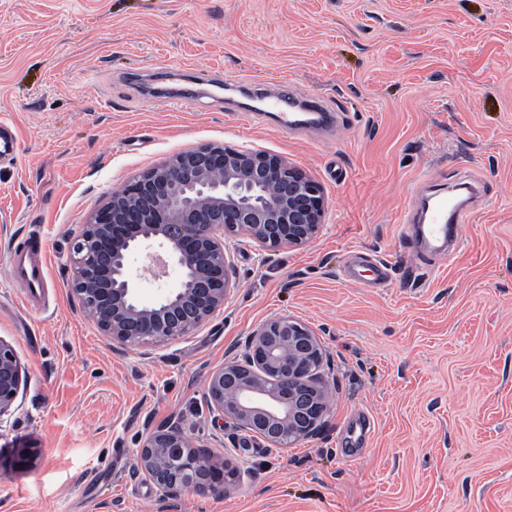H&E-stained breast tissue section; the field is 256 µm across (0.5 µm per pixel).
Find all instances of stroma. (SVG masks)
<instances>
[{"mask_svg":"<svg viewBox=\"0 0 512 512\" xmlns=\"http://www.w3.org/2000/svg\"><path fill=\"white\" fill-rule=\"evenodd\" d=\"M288 81L345 123L279 131L250 107ZM189 91L194 109L158 104ZM0 341L27 381L0 417V512H512V0H0ZM202 144L266 151L325 192L319 233L227 241L236 288L198 330L116 351L72 287V245L134 177ZM479 194L462 243L398 251L418 192ZM40 242L47 304L15 248ZM362 258L357 281L341 276ZM390 265L375 284L377 261ZM290 315L323 343L327 425L275 448L216 423L209 375ZM180 421L238 471L162 500L137 470Z\"/></svg>","mask_w":512,"mask_h":512,"instance_id":"35a3bbf8","label":"stroma"}]
</instances>
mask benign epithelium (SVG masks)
<instances>
[{"label": "benign epithelium", "instance_id": "7a95c632", "mask_svg": "<svg viewBox=\"0 0 512 512\" xmlns=\"http://www.w3.org/2000/svg\"><path fill=\"white\" fill-rule=\"evenodd\" d=\"M324 203L322 186L278 155L217 144L185 150L132 179L91 215L73 246L74 292L116 346L175 340L223 308L236 286L224 239L246 235L269 251L302 246L318 233ZM154 244L163 250L151 255L154 279L172 270L178 279L145 304L131 258ZM326 363L310 327L272 317L252 331L242 358L211 373L206 399L215 420L283 448L324 431ZM23 382L14 351L0 341V417ZM138 459L163 499L189 488L222 493L237 477L212 463L208 447H190L174 420L147 433Z\"/></svg>", "mask_w": 512, "mask_h": 512}]
</instances>
